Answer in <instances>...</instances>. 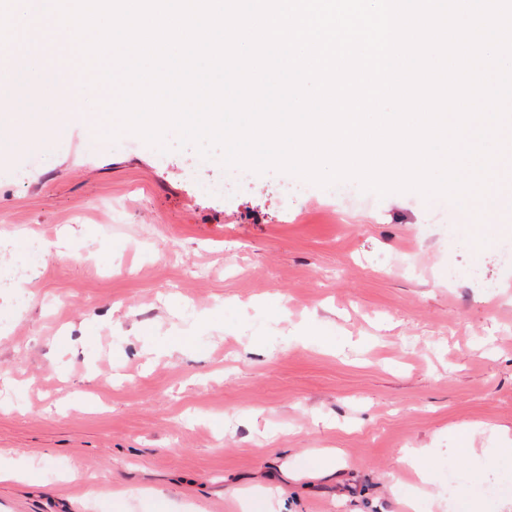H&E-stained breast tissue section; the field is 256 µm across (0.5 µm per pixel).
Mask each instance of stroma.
<instances>
[{"label":"stroma","instance_id":"1","mask_svg":"<svg viewBox=\"0 0 512 512\" xmlns=\"http://www.w3.org/2000/svg\"><path fill=\"white\" fill-rule=\"evenodd\" d=\"M0 110V512H495L512 497V266L442 197L270 171L229 201L187 150ZM299 187L287 197L280 184ZM484 276L473 279L472 264ZM186 333L190 347L162 354ZM478 449L456 450L458 429ZM433 449L431 494L393 483ZM456 474L466 495L448 499Z\"/></svg>","mask_w":512,"mask_h":512}]
</instances>
